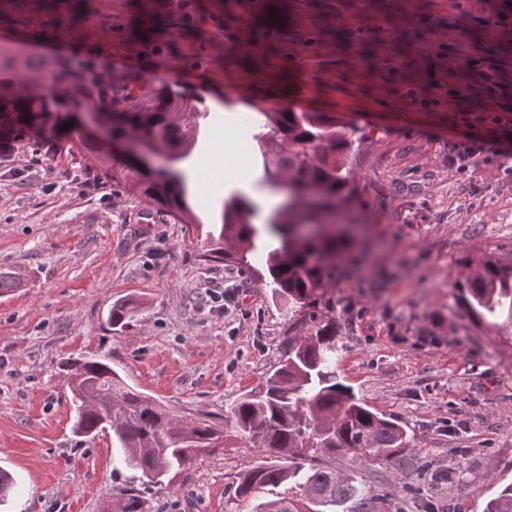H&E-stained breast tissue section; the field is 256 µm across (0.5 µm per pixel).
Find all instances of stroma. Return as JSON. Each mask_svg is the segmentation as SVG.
<instances>
[{
	"mask_svg": "<svg viewBox=\"0 0 512 512\" xmlns=\"http://www.w3.org/2000/svg\"><path fill=\"white\" fill-rule=\"evenodd\" d=\"M0 0V86L94 59L115 77L168 82L209 117L183 164L192 224L94 180L64 147L0 137V267L24 275L0 295V468L11 512H101L118 495L112 438H78L61 368L103 360L185 420L224 429L220 453L147 490L152 512H249L234 489L266 455L230 408L273 369L293 322L249 271L197 255L224 201L202 159L238 140L260 173L253 104L326 112L360 129L347 166L376 244L337 280L326 310L337 371L402 424L404 462L338 455L375 512L427 503L482 512L512 483V324L478 327L455 300L466 257L512 261V0ZM456 152H449V143ZM24 171L15 179L14 171ZM236 297L224 305L225 289ZM145 308L122 330L115 301Z\"/></svg>",
	"mask_w": 512,
	"mask_h": 512,
	"instance_id": "stroma-1",
	"label": "stroma"
}]
</instances>
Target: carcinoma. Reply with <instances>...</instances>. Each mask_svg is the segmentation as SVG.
I'll list each match as a JSON object with an SVG mask.
<instances>
[{
  "instance_id": "1",
  "label": "carcinoma",
  "mask_w": 512,
  "mask_h": 512,
  "mask_svg": "<svg viewBox=\"0 0 512 512\" xmlns=\"http://www.w3.org/2000/svg\"><path fill=\"white\" fill-rule=\"evenodd\" d=\"M91 104L99 108L104 144L74 138L73 126L61 130L67 121L76 123ZM207 116L199 101L164 83L105 80L96 61L77 73L60 68L46 88L31 78L17 92L0 89V130L15 136L31 127L52 131L66 139L71 162L91 154L97 178L152 201L180 224L192 220L180 164L192 154ZM250 118L264 129L257 135L264 182L287 183L288 204L269 223L253 224L254 209L245 199L224 201L218 235L210 236L200 258L254 272L299 311L293 330L312 325L316 331L288 338L284 358L231 408L235 429L273 457L239 477L235 497L245 500L291 481L297 496L260 502L253 512H335L336 504L350 499L356 512H368L359 487L329 462L338 454L400 459L407 450V431L339 379L336 323L317 312L359 248L344 225L369 222L347 169L361 138L356 128L325 112L258 108ZM114 141H145L173 167L144 169L119 160L105 147ZM258 251L264 252V264L255 268L250 256ZM20 283L16 272L0 269V294ZM456 298L477 325L504 313L511 320L512 263L491 257L471 262ZM141 308L139 302H117L109 321L123 327ZM65 368L73 432L79 437L112 433L113 460L139 474L142 485L169 483L172 474L198 457L220 451L218 425L183 422L166 413L109 364L84 356L69 359ZM103 512H151V506L141 485H130ZM483 512H512V484L494 492Z\"/></svg>"
}]
</instances>
